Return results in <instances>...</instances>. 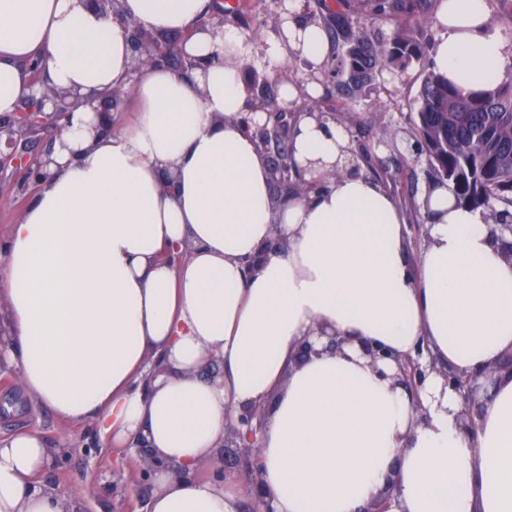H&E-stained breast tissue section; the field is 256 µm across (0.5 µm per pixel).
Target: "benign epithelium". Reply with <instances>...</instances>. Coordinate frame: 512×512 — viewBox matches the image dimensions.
Returning a JSON list of instances; mask_svg holds the SVG:
<instances>
[{"label": "benign epithelium", "instance_id": "7a95c632", "mask_svg": "<svg viewBox=\"0 0 512 512\" xmlns=\"http://www.w3.org/2000/svg\"><path fill=\"white\" fill-rule=\"evenodd\" d=\"M85 7L95 13L118 15L117 0H83ZM186 37L171 38L153 33L143 26H130V42L134 52L133 72L142 68V58L149 60L151 66L166 67L181 76L203 66V62L191 59L182 51V43ZM34 88L44 87L43 73L46 60L37 57L25 64ZM264 85L253 89L246 87L248 93V112L242 116L245 127L253 126L263 136L260 146L272 176V186L277 188L273 198L281 202L283 196L278 189L289 183L288 171L284 164L285 145L290 143V130L293 124H285L288 120V110L279 106L277 98L271 95L269 88L281 81L279 76L263 73ZM128 91L122 89L99 99L96 111L104 114L115 108ZM85 99L79 95L51 93H33L24 100L19 111L12 114L0 115V143L5 151H0V177L5 175L14 183L16 194L25 195L36 190L50 177L49 165L53 143L60 138L66 126L69 112L83 104ZM51 105L50 111H45L46 105ZM363 354L372 363L392 359L397 365L396 379L411 396L418 394V389L425 381V374L419 365L410 357L403 359L369 341L360 342ZM445 385L453 388L460 397L463 417V429L474 432L472 412L478 404V375H462L453 369L441 373ZM262 425L261 406L242 408L236 416L229 419L224 435V442L235 444L241 448L248 458L251 469L260 472L259 434ZM248 497L252 505L248 512H273L266 492L258 482L249 483Z\"/></svg>", "mask_w": 512, "mask_h": 512}]
</instances>
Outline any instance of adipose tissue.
<instances>
[{
  "label": "adipose tissue",
  "instance_id": "ef3b65f1",
  "mask_svg": "<svg viewBox=\"0 0 512 512\" xmlns=\"http://www.w3.org/2000/svg\"><path fill=\"white\" fill-rule=\"evenodd\" d=\"M216 8L119 0L118 21L81 0H0V115L32 94L23 64L39 54L53 90L129 86L137 103L131 124L102 137L92 106L69 114L53 178L0 251V369L43 408L94 422L106 445L150 448L160 465L147 512H237L244 485L197 473L218 458L227 413L264 402L259 480L274 512H359L382 495L388 512H512V375L486 381L471 435L440 375L412 403L395 364L359 347L422 346L458 371H494L512 353V259L498 230L450 186L427 188L429 240L411 265L392 195L345 168L349 132L305 114L292 156L321 188L274 207L266 157L239 123L245 68L323 63L329 39L284 0L259 50L236 27L201 26ZM491 10L441 0L428 66L489 88L512 65ZM129 20L187 34L206 69L187 80L147 66L130 82ZM277 233L284 250L264 252ZM185 246L180 264L160 256ZM320 327L348 344L297 360ZM214 357L224 373L210 378ZM64 452L35 429L0 437V512H69L41 480Z\"/></svg>",
  "mask_w": 512,
  "mask_h": 512
}]
</instances>
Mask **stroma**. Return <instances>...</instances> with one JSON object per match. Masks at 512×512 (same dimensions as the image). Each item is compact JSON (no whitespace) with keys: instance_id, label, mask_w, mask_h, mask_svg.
I'll return each instance as SVG.
<instances>
[{"instance_id":"obj_1","label":"stroma","mask_w":512,"mask_h":512,"mask_svg":"<svg viewBox=\"0 0 512 512\" xmlns=\"http://www.w3.org/2000/svg\"><path fill=\"white\" fill-rule=\"evenodd\" d=\"M419 71L378 72V89L371 98L359 101L354 109L336 107L337 123L355 114L351 125L353 142L364 174H371L378 160L398 156L400 171L384 174L382 181L401 205L408 230V259L418 263L428 243V225L420 207L410 202L421 195L429 176L424 158L407 147L416 117L410 106L419 86ZM12 404V412L0 415V435L33 427L52 442H66L67 453L42 480L72 497L73 512H145L154 492L152 480L143 478L133 449L104 446L92 422L75 424L51 411L29 413L30 399L18 379L0 371V404Z\"/></svg>"}]
</instances>
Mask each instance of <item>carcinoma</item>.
I'll return each mask as SVG.
<instances>
[{
	"instance_id": "carcinoma-1",
	"label": "carcinoma",
	"mask_w": 512,
	"mask_h": 512,
	"mask_svg": "<svg viewBox=\"0 0 512 512\" xmlns=\"http://www.w3.org/2000/svg\"><path fill=\"white\" fill-rule=\"evenodd\" d=\"M365 23L344 12L312 14L331 40L325 77L350 101L371 96L376 72H405L425 64L428 43L413 25L423 24L440 0H362ZM394 20L391 34L378 37L376 23ZM417 114L415 154L425 157L432 181L450 185L458 202L491 212L512 209V81L465 91L425 68L413 101Z\"/></svg>"
}]
</instances>
